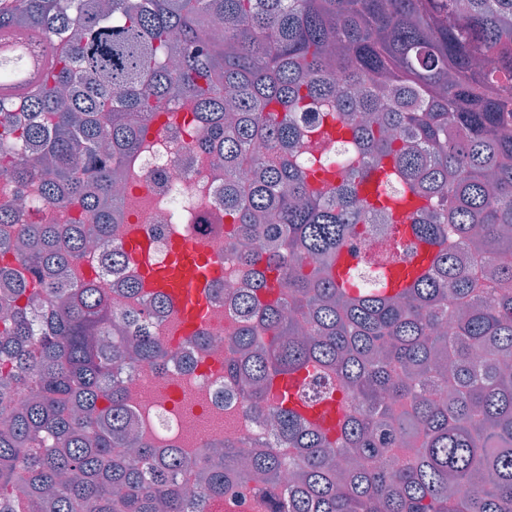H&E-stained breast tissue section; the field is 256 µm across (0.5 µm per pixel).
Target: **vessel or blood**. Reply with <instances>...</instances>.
I'll use <instances>...</instances> for the list:
<instances>
[{
    "label": "vessel or blood",
    "mask_w": 512,
    "mask_h": 512,
    "mask_svg": "<svg viewBox=\"0 0 512 512\" xmlns=\"http://www.w3.org/2000/svg\"><path fill=\"white\" fill-rule=\"evenodd\" d=\"M124 248L130 263L143 275L150 290L163 293L173 311L188 326L201 325L209 309L210 285L219 267V258L206 239L181 243L173 257L164 265H155L149 245L138 226H131ZM297 410L309 420L324 426L336 421V407L318 404L298 405Z\"/></svg>",
    "instance_id": "1"
}]
</instances>
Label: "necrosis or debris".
I'll list each match as a JSON object with an SVG mask.
<instances>
[{
    "label": "necrosis or debris",
    "mask_w": 512,
    "mask_h": 512,
    "mask_svg": "<svg viewBox=\"0 0 512 512\" xmlns=\"http://www.w3.org/2000/svg\"><path fill=\"white\" fill-rule=\"evenodd\" d=\"M201 138L198 125L156 130L149 136L152 149L131 157L128 179L114 190L112 208L121 225H142L156 262L168 260L175 236L207 231L223 265L220 293L205 326L210 345L190 344L174 313L157 314L150 322L152 336L177 356H189L193 366H174L164 374L139 369L126 380L125 394L142 417L140 428L148 442L192 450L232 436L246 453L266 427L245 415L239 401L224 396V365L230 358L224 336L239 317L235 292L246 272L224 245V170L215 166L211 153L199 149ZM0 204L18 208L29 222L67 224L73 215L70 208L46 204L34 183L18 190L0 180ZM130 274L124 267L88 261L70 270L74 281L93 282L108 294L118 316L144 306L140 295L123 286Z\"/></svg>",
    "instance_id": "1"
}]
</instances>
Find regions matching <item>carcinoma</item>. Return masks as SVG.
<instances>
[{"label": "carcinoma", "mask_w": 512, "mask_h": 512, "mask_svg": "<svg viewBox=\"0 0 512 512\" xmlns=\"http://www.w3.org/2000/svg\"><path fill=\"white\" fill-rule=\"evenodd\" d=\"M17 56L36 74L0 78V179L80 212L0 209V512H512V0H0ZM185 102L224 155L225 236L263 240L239 251L252 283L225 337V378L274 429L246 457L136 434L124 379L176 360L146 320L167 299L120 327L67 276L112 238L114 178L147 148L129 115ZM379 219L405 262L434 249L404 288L340 264ZM295 375L299 399L340 400L336 428L275 402Z\"/></svg>", "instance_id": "cac0c4a2"}]
</instances>
